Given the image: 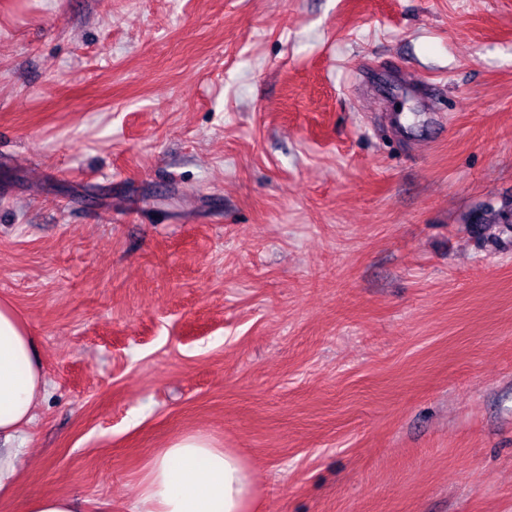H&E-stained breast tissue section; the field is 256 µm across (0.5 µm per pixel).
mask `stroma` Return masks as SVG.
<instances>
[{
  "label": "stroma",
  "instance_id": "1",
  "mask_svg": "<svg viewBox=\"0 0 512 512\" xmlns=\"http://www.w3.org/2000/svg\"><path fill=\"white\" fill-rule=\"evenodd\" d=\"M512 0H0V299L49 381L0 512H512ZM257 498L247 462L193 433L151 456L133 512H255ZM75 501L67 496L46 494L26 505L25 512H80Z\"/></svg>",
  "mask_w": 512,
  "mask_h": 512
}]
</instances>
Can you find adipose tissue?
I'll return each instance as SVG.
<instances>
[{
	"mask_svg": "<svg viewBox=\"0 0 512 512\" xmlns=\"http://www.w3.org/2000/svg\"><path fill=\"white\" fill-rule=\"evenodd\" d=\"M36 338L0 301V498L22 476L16 445L46 391ZM258 491L247 462L206 435L186 434L149 459L134 512H253Z\"/></svg>",
	"mask_w": 512,
	"mask_h": 512,
	"instance_id": "obj_1",
	"label": "adipose tissue"
}]
</instances>
